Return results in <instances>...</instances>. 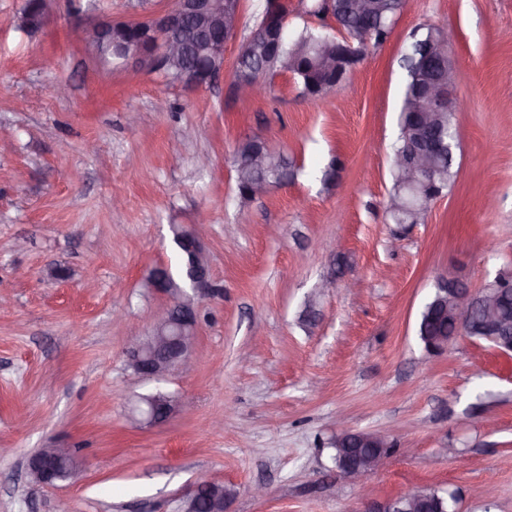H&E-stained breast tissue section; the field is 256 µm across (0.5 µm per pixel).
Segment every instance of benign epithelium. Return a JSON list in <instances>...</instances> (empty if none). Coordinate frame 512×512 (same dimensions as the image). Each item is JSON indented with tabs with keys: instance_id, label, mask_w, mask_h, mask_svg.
I'll list each match as a JSON object with an SVG mask.
<instances>
[{
	"instance_id": "benign-epithelium-1",
	"label": "benign epithelium",
	"mask_w": 512,
	"mask_h": 512,
	"mask_svg": "<svg viewBox=\"0 0 512 512\" xmlns=\"http://www.w3.org/2000/svg\"><path fill=\"white\" fill-rule=\"evenodd\" d=\"M154 31L157 41L151 49L136 48L130 43L120 47L123 64L138 63L157 71L166 70L171 62L183 60L186 55V37L194 28L218 29L224 39L206 45L205 68L201 75L190 74L188 85L204 87L215 82L224 72V44L231 40L238 30L237 0H175L172 8L156 13L145 19ZM112 21L95 25L83 31L86 43L93 47L102 44L103 38L112 33ZM461 80L455 66L433 75L427 83L419 109L417 135L408 152L396 157L393 164L401 171L403 183L415 187L418 182L428 181L435 171L439 149L433 144L428 132V113L441 111L448 103L463 108L464 101L458 94ZM195 256L187 277L186 292L172 295V289L164 287V274H156L155 287L169 296V304L160 309L153 327L162 328L165 334L156 336L147 343L142 338L133 339L126 349V365L131 375L140 380L159 379L171 370L190 366L194 346L193 329L198 323L200 300L215 293L208 260L201 239L194 230L185 229L178 237ZM512 281L511 275L497 274L494 279L478 290L471 289L463 280L442 276L436 284V292L429 306L441 316L450 319L455 332H481L492 339L502 353H512V321L504 320L499 305L509 299L505 284ZM424 348L429 353H438L448 348L452 336H422ZM180 404L156 400L148 395L139 397L128 408V416L137 421L157 425L167 421ZM338 456L346 461L338 466L340 476L350 482H358L370 472L383 469L390 456V446L382 434L344 430L336 436ZM70 454L68 448H41L33 453L27 464L28 475L33 483L53 486L64 480L59 470L51 463L60 461ZM219 480L199 477L185 499L183 512H196L200 501H206L209 512H229V495L216 493ZM423 490L397 495L380 501L370 500L364 512H421V503L427 500Z\"/></svg>"
}]
</instances>
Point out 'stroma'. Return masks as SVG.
I'll list each match as a JSON object with an SVG mask.
<instances>
[{"label": "stroma", "instance_id": "1", "mask_svg": "<svg viewBox=\"0 0 512 512\" xmlns=\"http://www.w3.org/2000/svg\"><path fill=\"white\" fill-rule=\"evenodd\" d=\"M23 5L0 0V512H183L203 473L232 512H362L364 490L417 488L452 493L454 512H512V357L465 336L431 355L416 332L439 276L480 288L512 270V0H409L315 100L282 72L265 95L234 91L264 0H240L224 73L197 89L103 65L78 36L173 0H49L32 34ZM430 26L457 33L458 175L424 223L394 224L402 58ZM255 135L299 172L244 204L233 154ZM193 223L219 292L191 369L136 382L126 348L167 302L148 278L178 269L172 227ZM157 390L182 408L130 422L128 400ZM340 412L395 446L359 484L333 459ZM51 447L74 449L80 474L33 485L27 460Z\"/></svg>", "mask_w": 512, "mask_h": 512}]
</instances>
